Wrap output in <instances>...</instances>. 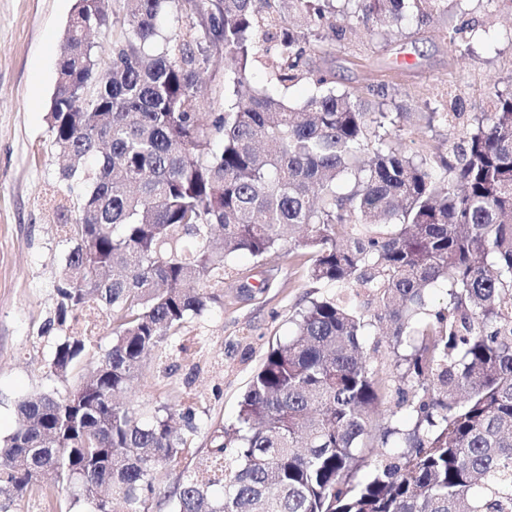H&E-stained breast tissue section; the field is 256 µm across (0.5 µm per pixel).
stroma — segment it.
I'll return each mask as SVG.
<instances>
[{
	"label": "stroma",
	"instance_id": "1",
	"mask_svg": "<svg viewBox=\"0 0 512 512\" xmlns=\"http://www.w3.org/2000/svg\"><path fill=\"white\" fill-rule=\"evenodd\" d=\"M77 0H0V435L13 432L16 405L38 391L61 389L46 364L52 340L44 336L55 309L54 284L69 249L56 224L51 195L63 165L50 137V106L58 61ZM504 30L512 12L491 11L480 0L450 8L434 23L409 19L403 35L389 44L357 37L314 66L331 71L337 87L399 85L415 111L428 112L444 99L449 85L464 86L465 109L478 111L489 85L512 80V43L475 45L473 53L451 51L444 30L460 23ZM276 283L246 299L236 285L257 284L261 273L250 256L236 258L234 287L187 335L204 345L187 344L174 352L179 375L166 378L149 359L134 383L130 399L147 406L176 399L182 376L197 367L194 386L205 399L197 411L207 424L233 423L249 381L270 342L286 339L291 317L307 297L332 294L331 286H312L308 254L298 248L273 257Z\"/></svg>",
	"mask_w": 512,
	"mask_h": 512
}]
</instances>
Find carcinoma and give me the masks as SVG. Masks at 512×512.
<instances>
[{
  "instance_id": "carcinoma-1",
  "label": "carcinoma",
  "mask_w": 512,
  "mask_h": 512,
  "mask_svg": "<svg viewBox=\"0 0 512 512\" xmlns=\"http://www.w3.org/2000/svg\"><path fill=\"white\" fill-rule=\"evenodd\" d=\"M447 13L448 0H121L111 14L79 0L50 112L71 161L60 181L86 187L56 211L75 242L47 327L62 332L49 369L66 386L18 402L1 498L45 493L49 473L65 512H512V89L488 87L469 116L455 87L424 115L455 130L446 152L409 154L397 89H340L310 65L361 32L388 43ZM109 28L105 61L88 38ZM498 35L445 39L462 53ZM219 63L224 94L208 101L198 82ZM257 64L312 93H269ZM286 245L336 293L296 309L202 455L190 381L146 413L125 394L146 355L165 357L221 301L213 286L238 255L264 266ZM441 281L448 301L432 309ZM71 317L107 318L110 343L87 357ZM376 324L396 357L385 409L362 344Z\"/></svg>"
}]
</instances>
